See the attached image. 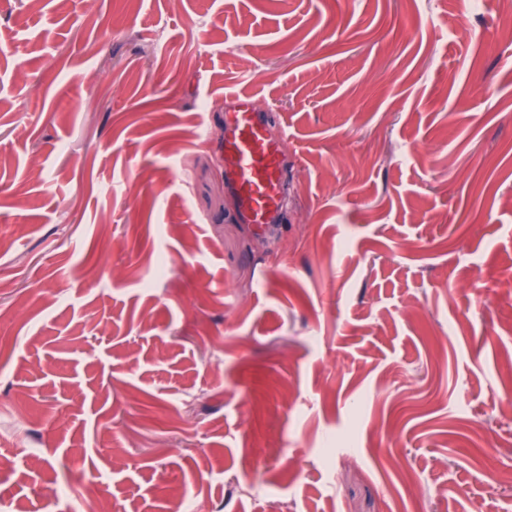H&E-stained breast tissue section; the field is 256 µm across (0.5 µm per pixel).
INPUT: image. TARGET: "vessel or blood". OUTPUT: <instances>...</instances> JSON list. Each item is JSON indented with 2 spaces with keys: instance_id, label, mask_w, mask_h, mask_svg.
Segmentation results:
<instances>
[{
  "instance_id": "1",
  "label": "vessel or blood",
  "mask_w": 512,
  "mask_h": 512,
  "mask_svg": "<svg viewBox=\"0 0 512 512\" xmlns=\"http://www.w3.org/2000/svg\"><path fill=\"white\" fill-rule=\"evenodd\" d=\"M237 110L224 137V174L251 224H273L282 215L283 166L279 140L251 97H236Z\"/></svg>"
}]
</instances>
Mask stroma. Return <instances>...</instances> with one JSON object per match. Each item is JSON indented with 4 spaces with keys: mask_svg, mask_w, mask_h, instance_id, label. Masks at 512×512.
<instances>
[{
    "mask_svg": "<svg viewBox=\"0 0 512 512\" xmlns=\"http://www.w3.org/2000/svg\"><path fill=\"white\" fill-rule=\"evenodd\" d=\"M497 14L0 0L10 512H512V296L467 291L512 274ZM238 93L282 138L260 229L220 157Z\"/></svg>",
    "mask_w": 512,
    "mask_h": 512,
    "instance_id": "stroma-1",
    "label": "stroma"
}]
</instances>
